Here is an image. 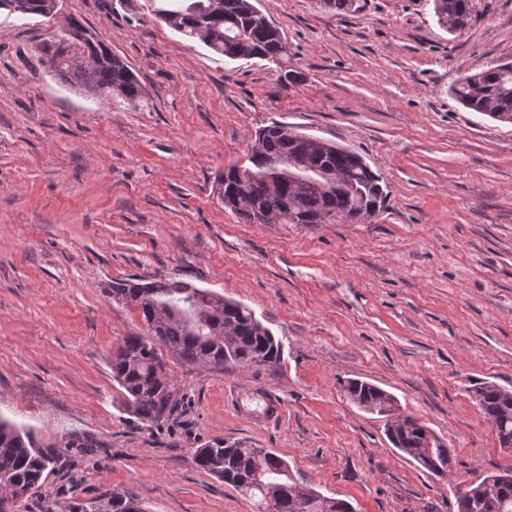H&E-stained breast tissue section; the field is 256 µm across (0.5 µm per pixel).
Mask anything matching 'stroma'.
Wrapping results in <instances>:
<instances>
[{"instance_id": "35a3bbf8", "label": "stroma", "mask_w": 512, "mask_h": 512, "mask_svg": "<svg viewBox=\"0 0 512 512\" xmlns=\"http://www.w3.org/2000/svg\"><path fill=\"white\" fill-rule=\"evenodd\" d=\"M288 42L300 85L263 61L214 59L118 0L60 14L0 13V417L69 448L21 512L110 491L145 512H254L197 469L193 449L243 439L355 512H453L458 486L512 468L467 386L512 388V124L461 106L464 75L512 58V0H474L449 32L433 0H257ZM108 40L140 80L138 105L68 87L42 48L62 17ZM273 122L348 147L381 177L361 223L245 224L220 177ZM133 276L189 281L249 307L281 342L276 366L221 372L166 356L184 400L138 424L112 353L145 335L105 289ZM392 393L444 439L430 475L388 442L342 384ZM276 398L271 415L251 396Z\"/></svg>"}]
</instances>
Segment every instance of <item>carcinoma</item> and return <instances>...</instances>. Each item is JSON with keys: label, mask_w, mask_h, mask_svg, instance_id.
I'll list each match as a JSON object with an SVG mask.
<instances>
[{"label": "carcinoma", "mask_w": 512, "mask_h": 512, "mask_svg": "<svg viewBox=\"0 0 512 512\" xmlns=\"http://www.w3.org/2000/svg\"><path fill=\"white\" fill-rule=\"evenodd\" d=\"M158 23L185 39L199 42L227 60H260L276 66L284 88L304 80L288 68V42L255 0H146ZM50 0H0V11L25 16H48ZM434 11L451 32H462L472 20V0H434ZM69 32L54 34L46 43L50 69L71 86L88 89L108 100L136 104L142 86L129 66L112 53L98 35L81 34L82 23L72 18ZM464 108L503 123H512V61L461 77L452 89ZM300 133L273 122L258 129L248 157V169L259 175L237 185L224 171V206L243 221L264 207L270 224H330L336 220L366 221L385 203L380 177L356 152L325 140L309 142L307 162L327 166L335 182L305 188L286 179L267 181L262 174L285 168L292 142ZM112 301L138 312L150 340L127 336L111 359L112 379L124 390L126 406L148 427L170 420L181 405L178 390L167 375L156 345L183 362L222 372L230 367L267 365L280 360L281 345L247 306L176 279L145 282L126 278L105 289ZM361 410L391 416L393 395L360 379L342 385ZM482 415L501 447L512 448V389L477 379L469 387ZM425 425L411 417L386 423L387 438L402 455L429 473L443 476L452 466V450L444 440L426 449L419 446ZM92 440L45 442L0 418V512H20L21 503L43 494L50 474L58 470L65 448H95ZM194 466L232 486L253 503L256 512H353L344 500L322 495L300 483L288 462L267 448L245 441H220L197 448ZM456 512H512V469L489 475L455 494ZM63 512H145L140 502L113 491L93 501L65 505Z\"/></svg>", "instance_id": "1"}]
</instances>
